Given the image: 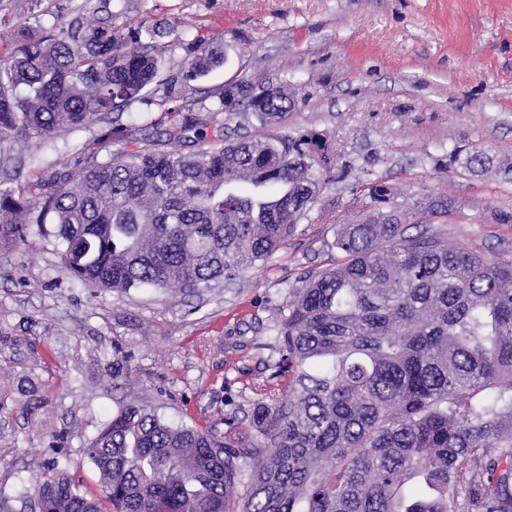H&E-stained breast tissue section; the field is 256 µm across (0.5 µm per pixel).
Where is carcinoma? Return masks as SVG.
<instances>
[{"instance_id": "cac0c4a2", "label": "carcinoma", "mask_w": 512, "mask_h": 512, "mask_svg": "<svg viewBox=\"0 0 512 512\" xmlns=\"http://www.w3.org/2000/svg\"><path fill=\"white\" fill-rule=\"evenodd\" d=\"M224 64L210 38L187 44L184 80ZM159 60L132 34L79 22L0 46V163L13 146L122 111ZM296 92L242 81L137 147L35 182H0V247L29 226L55 239L74 283L128 292L233 281L285 247L336 171L333 141L288 129ZM259 137L241 134L253 123ZM448 167L472 176L512 163L470 145ZM366 215L341 224L345 259L277 309V376L242 419L247 447L209 427L169 425L128 404L84 449L112 512H512V259L431 229L408 233L391 190L356 182ZM50 512H102L55 463L33 477Z\"/></svg>"}]
</instances>
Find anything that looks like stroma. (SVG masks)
Masks as SVG:
<instances>
[{"label":"stroma","instance_id":"1","mask_svg":"<svg viewBox=\"0 0 512 512\" xmlns=\"http://www.w3.org/2000/svg\"><path fill=\"white\" fill-rule=\"evenodd\" d=\"M37 34L75 18L135 30L161 57L158 79L186 86L165 106L154 90L120 112L127 127L170 122L213 103L241 79L298 87L289 128L328 133L348 177L329 183L288 244L236 281L201 292L120 293L73 283L53 238L31 228L0 248V507L27 512L37 464L58 462L82 489L101 493L84 455L119 407L146 405L171 425H209L249 412L280 343L273 311L306 275L341 255L339 224L361 206L350 187L373 174L392 203L471 251L512 258V177L449 171L448 148L470 143L512 160V0H0ZM208 29L226 60L184 82L189 41ZM109 125L31 140L21 179L61 165L83 145L113 149ZM452 198L448 213L431 201ZM120 375H113V367Z\"/></svg>","mask_w":512,"mask_h":512}]
</instances>
